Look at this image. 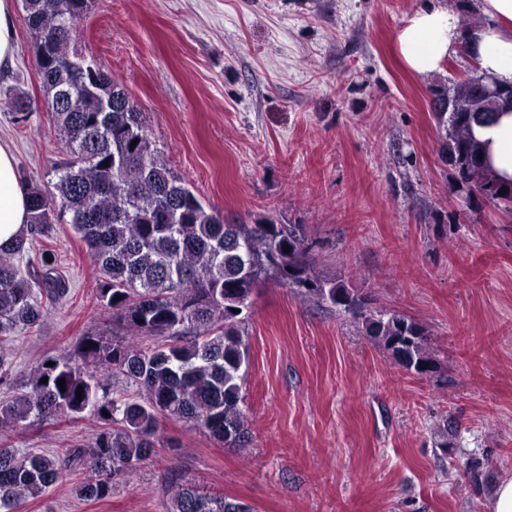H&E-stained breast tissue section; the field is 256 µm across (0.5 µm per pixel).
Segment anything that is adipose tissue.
<instances>
[{
	"label": "adipose tissue",
	"mask_w": 512,
	"mask_h": 512,
	"mask_svg": "<svg viewBox=\"0 0 512 512\" xmlns=\"http://www.w3.org/2000/svg\"><path fill=\"white\" fill-rule=\"evenodd\" d=\"M482 23L472 27L468 46L480 74L499 84H512V0H481ZM460 22L455 12L430 0L396 31L394 47L402 66L426 78L458 53ZM474 133L485 143L491 166L503 181L512 180V111L498 113ZM28 221V191L17 172L8 144L0 143V248H10Z\"/></svg>",
	"instance_id": "obj_1"
}]
</instances>
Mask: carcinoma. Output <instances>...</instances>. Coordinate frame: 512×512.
I'll return each instance as SVG.
<instances>
[{
  "label": "carcinoma",
  "mask_w": 512,
  "mask_h": 512,
  "mask_svg": "<svg viewBox=\"0 0 512 512\" xmlns=\"http://www.w3.org/2000/svg\"><path fill=\"white\" fill-rule=\"evenodd\" d=\"M95 2L24 0L33 51L42 48L47 55L38 65L40 87L64 157L53 166L52 190L29 189L26 231L0 250V384L13 378L10 345L16 334L40 326L49 306L70 294L54 251L30 256L65 213L94 264L97 304L128 336H82L78 357L41 364L29 376V389L0 405L3 432L32 417L88 415L100 425L92 444L60 453L1 446L0 512H16L23 499L46 495L78 472L90 474L76 485L78 497H109L114 484L154 455L161 417L202 428L227 447H244L241 369L248 351L238 310L249 307L252 293L268 278L352 315L406 370L435 362L421 323L394 310H369L353 284L316 273L306 257L303 225L224 223L168 167L145 113L125 87L107 74L96 85L68 64L83 57L76 35ZM480 81L475 68L438 89L440 156L451 164L458 192L474 190L480 202L507 212L512 184L502 187L473 136L474 126L494 118L483 111ZM111 375L122 376L137 393L108 397L101 378ZM169 503L167 512H247L184 485L172 486Z\"/></svg>",
  "instance_id": "1"
}]
</instances>
